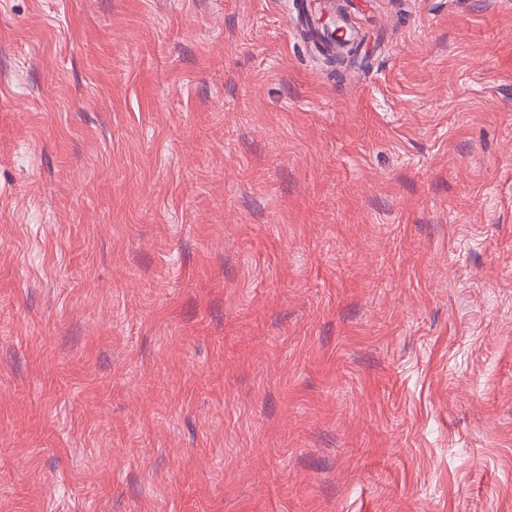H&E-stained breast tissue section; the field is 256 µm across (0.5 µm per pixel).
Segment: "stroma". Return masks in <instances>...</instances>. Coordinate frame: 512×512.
I'll list each match as a JSON object with an SVG mask.
<instances>
[{
	"label": "stroma",
	"instance_id": "stroma-1",
	"mask_svg": "<svg viewBox=\"0 0 512 512\" xmlns=\"http://www.w3.org/2000/svg\"><path fill=\"white\" fill-rule=\"evenodd\" d=\"M0 0V512H512V0ZM299 19L308 39L314 43L319 42L323 44L329 48L330 52L332 48H336L334 37L330 38V33L334 35L336 29H339L343 34H347V38L355 41L354 32L346 17L338 15L329 24L323 23L321 16H318L317 8H314L312 2L299 5Z\"/></svg>",
	"mask_w": 512,
	"mask_h": 512
}]
</instances>
